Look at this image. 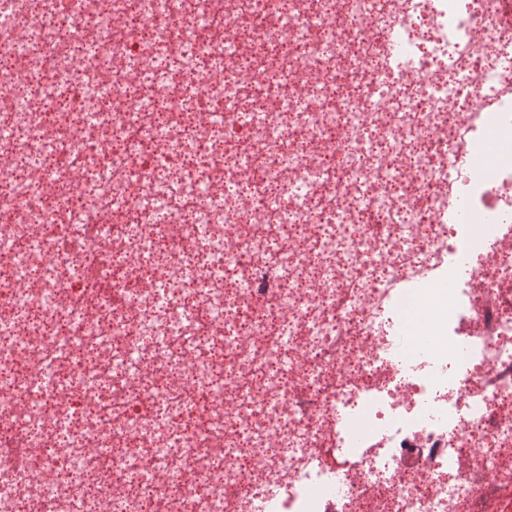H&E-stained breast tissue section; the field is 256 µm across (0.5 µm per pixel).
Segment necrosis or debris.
I'll list each match as a JSON object with an SVG mask.
<instances>
[{
	"instance_id": "necrosis-or-debris-1",
	"label": "necrosis or debris",
	"mask_w": 512,
	"mask_h": 512,
	"mask_svg": "<svg viewBox=\"0 0 512 512\" xmlns=\"http://www.w3.org/2000/svg\"><path fill=\"white\" fill-rule=\"evenodd\" d=\"M126 7L0 0V512H502L506 0Z\"/></svg>"
}]
</instances>
